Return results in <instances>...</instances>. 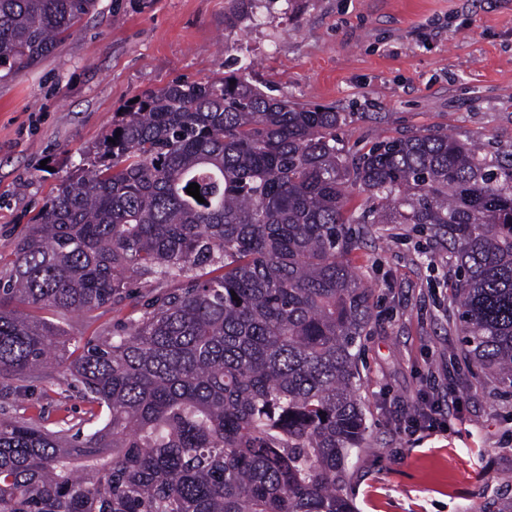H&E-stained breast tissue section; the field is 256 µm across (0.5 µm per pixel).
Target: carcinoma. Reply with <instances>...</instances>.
<instances>
[{
	"instance_id": "1",
	"label": "carcinoma",
	"mask_w": 512,
	"mask_h": 512,
	"mask_svg": "<svg viewBox=\"0 0 512 512\" xmlns=\"http://www.w3.org/2000/svg\"><path fill=\"white\" fill-rule=\"evenodd\" d=\"M95 4L0 0V68L36 63ZM343 120L234 71L116 113L0 281V390L19 400L54 360L107 418L85 435L0 403V512H356L375 289L350 257L370 224H416L448 252L466 355L512 385V145L433 130L350 155ZM126 306L74 357L60 347L68 315Z\"/></svg>"
}]
</instances>
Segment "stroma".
<instances>
[{
	"mask_svg": "<svg viewBox=\"0 0 512 512\" xmlns=\"http://www.w3.org/2000/svg\"><path fill=\"white\" fill-rule=\"evenodd\" d=\"M232 0H97L35 65L0 72V279L28 221L114 113L142 92L245 69L253 84L346 117L336 138L444 130L512 145V0H258L231 28ZM427 233L384 224L353 256L374 320L358 364L368 433L350 477L356 512H490L512 497V388L476 377L448 308L454 267ZM17 415L82 422L63 367L28 378ZM457 399L438 428L424 403Z\"/></svg>",
	"mask_w": 512,
	"mask_h": 512,
	"instance_id": "obj_1",
	"label": "stroma"
}]
</instances>
